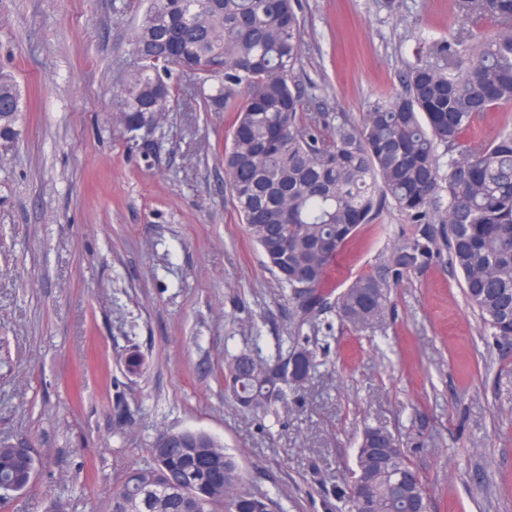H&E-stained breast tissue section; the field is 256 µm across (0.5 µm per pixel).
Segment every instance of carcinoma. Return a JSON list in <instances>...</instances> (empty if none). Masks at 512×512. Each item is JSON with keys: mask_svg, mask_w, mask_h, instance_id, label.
<instances>
[{"mask_svg": "<svg viewBox=\"0 0 512 512\" xmlns=\"http://www.w3.org/2000/svg\"><path fill=\"white\" fill-rule=\"evenodd\" d=\"M456 12L495 30L463 26L440 39L432 58L402 73L400 92L375 98L356 119L328 111L300 81L298 0H148L113 116L128 134L152 126L181 95L175 70L193 75L204 111L234 115L224 149L231 196L302 321L326 305L329 266L389 203L414 230L377 273L337 297L339 320L360 328L383 318L389 289L446 252L497 344L512 336V130L469 144L462 134L512 108V0H456ZM24 112L14 77L0 71V147L19 140ZM315 367L314 352L295 340L267 357H232L224 387L239 408L266 415ZM146 451L113 488L108 512H285L279 496L246 484L237 456L205 431H160ZM33 468L0 444V499ZM331 496L336 512L429 509L404 440L377 426L362 432L347 483Z\"/></svg>", "mask_w": 512, "mask_h": 512, "instance_id": "1", "label": "carcinoma"}]
</instances>
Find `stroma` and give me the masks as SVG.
Returning a JSON list of instances; mask_svg holds the SVG:
<instances>
[{
  "instance_id": "35a3bbf8",
  "label": "stroma",
  "mask_w": 512,
  "mask_h": 512,
  "mask_svg": "<svg viewBox=\"0 0 512 512\" xmlns=\"http://www.w3.org/2000/svg\"><path fill=\"white\" fill-rule=\"evenodd\" d=\"M301 0L303 81L359 116L457 27L453 0ZM146 0H0V69L27 104L0 152V439L40 459L0 512H104L157 429L203 430L287 512H326L365 426L423 437L407 454L430 512H512V355L502 356L447 260L407 274L360 329L332 308L301 323L247 237L224 173L232 115L182 79L150 153L112 124ZM413 224L393 207L330 268L341 293ZM308 336L315 374L267 417L224 389L231 356ZM143 366L124 367L129 351Z\"/></svg>"
}]
</instances>
